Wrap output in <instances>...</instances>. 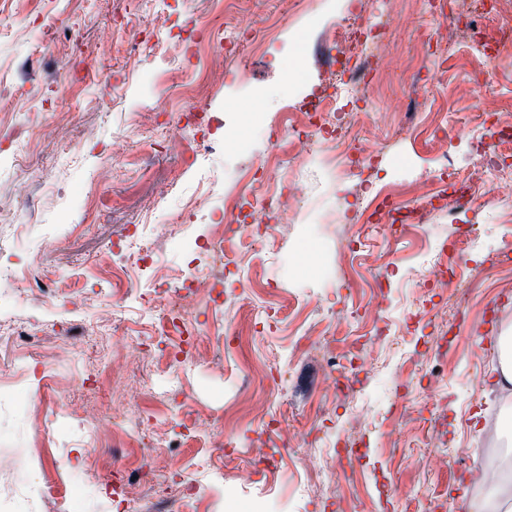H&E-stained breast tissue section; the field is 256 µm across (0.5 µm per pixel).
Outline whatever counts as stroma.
I'll use <instances>...</instances> for the list:
<instances>
[{"mask_svg":"<svg viewBox=\"0 0 512 512\" xmlns=\"http://www.w3.org/2000/svg\"><path fill=\"white\" fill-rule=\"evenodd\" d=\"M396 7L405 38L360 120L379 146L372 165H290L280 150L276 174L302 186L305 207L243 244L242 225L204 214L249 213L240 189L287 131L282 107L304 122L346 0L300 15L290 0H139L131 12L126 0H0V266L24 274L0 291V512H135L151 498L164 512H458L476 497L480 443L512 434V406L486 421L502 390L481 366L512 336V266L486 273L512 252V202L485 191L456 223L407 225L386 248L364 232L345 254L353 227L338 210L369 216L366 184L414 204L412 178L432 175L447 140L459 169L496 152L475 140L473 103L493 91L512 108V50L488 60L462 42L431 75L408 39L447 18L422 0ZM239 10L259 31L279 20L278 41L208 64L199 84L166 35ZM126 17L149 24L144 43L126 36ZM416 75L434 84L413 103L400 87ZM176 110L205 113V155L178 136ZM415 110L421 132L398 134L392 113ZM211 236L226 243L223 267L208 264ZM443 252L475 285L434 351L448 296L420 283ZM191 269L205 285L181 292ZM175 290L202 330L180 368L161 332ZM19 323L36 345L11 336ZM126 336L144 352L123 349Z\"/></svg>","mask_w":512,"mask_h":512,"instance_id":"1","label":"stroma"}]
</instances>
